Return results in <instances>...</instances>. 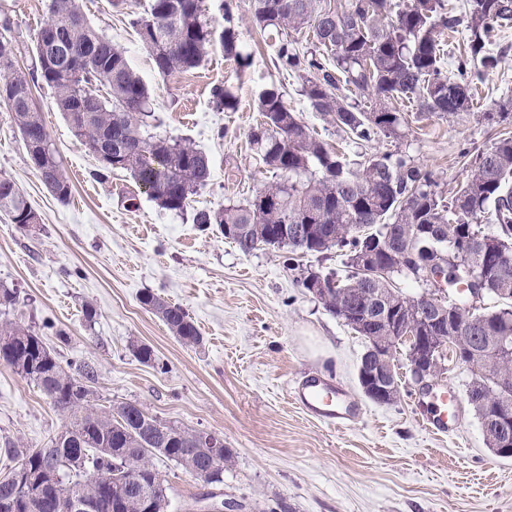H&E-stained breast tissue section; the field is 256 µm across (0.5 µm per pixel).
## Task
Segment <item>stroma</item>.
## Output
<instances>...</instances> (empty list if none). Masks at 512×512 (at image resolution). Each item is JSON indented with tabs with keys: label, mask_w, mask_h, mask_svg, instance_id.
I'll return each mask as SVG.
<instances>
[{
	"label": "stroma",
	"mask_w": 512,
	"mask_h": 512,
	"mask_svg": "<svg viewBox=\"0 0 512 512\" xmlns=\"http://www.w3.org/2000/svg\"><path fill=\"white\" fill-rule=\"evenodd\" d=\"M88 21L121 47L149 89L151 133L187 139L211 159V177L183 212L159 208L129 173L94 180L98 162L74 137L50 87L32 95L70 178L71 196L58 201L38 178L5 104L0 103V176L13 180L41 218L23 231L0 217V287L20 301L10 320L29 327L63 360L93 363L92 404L134 402L163 421L205 430L233 452L224 482L209 486L165 458L153 465L170 489L171 512H196L202 494L233 503V512H512V459L496 457L469 402L461 424L436 437L416 423L419 384L399 369L400 393L377 404L362 393L357 370L366 349L323 303L302 288L305 270L339 268V251L291 263L286 250L242 253L217 225L201 228L200 210L243 201L272 175L247 140L260 120L259 93L283 84L300 118L347 158L392 152L430 169L443 195L461 183L469 164L462 150L488 147L498 132L512 133V117L491 126L487 112L512 104V28L496 32L501 57L481 86L474 109L445 118L408 110L397 136L358 146L327 117L309 110L301 80L281 74L275 54L260 43L247 0H233L250 67L238 69L222 49L202 64L170 77L153 66L133 27L149 0H79ZM47 0H0L8 19L16 66L31 72L34 46L48 18ZM228 86L233 112L217 111L210 91ZM154 292L180 305L203 342L183 345L140 296ZM97 315L86 321L83 309ZM149 345L153 364L134 346ZM331 376L358 413L343 430L313 419L292 403L289 386L305 373ZM63 416L10 366L0 364V477L12 467L7 443L44 445L60 432Z\"/></svg>",
	"instance_id": "stroma-1"
}]
</instances>
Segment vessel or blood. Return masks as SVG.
Returning <instances> with one entry per match:
<instances>
[{"mask_svg":"<svg viewBox=\"0 0 512 512\" xmlns=\"http://www.w3.org/2000/svg\"><path fill=\"white\" fill-rule=\"evenodd\" d=\"M294 404L318 421L334 428H347L356 412L345 390L321 376L298 381L289 389ZM428 411L419 421L426 431L444 436L460 425L461 394L447 384L426 391Z\"/></svg>","mask_w":512,"mask_h":512,"instance_id":"1","label":"vessel or blood"}]
</instances>
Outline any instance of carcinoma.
<instances>
[{
	"label": "carcinoma",
	"instance_id": "obj_1",
	"mask_svg": "<svg viewBox=\"0 0 512 512\" xmlns=\"http://www.w3.org/2000/svg\"><path fill=\"white\" fill-rule=\"evenodd\" d=\"M203 0H150L145 14L133 21L157 71L169 76L201 64L215 46L239 69L252 64L239 49L240 32L230 5L224 6L220 31L205 18ZM251 22L275 48L277 66L302 79L301 95L309 108L329 117L353 142H370L397 134L404 117L392 104L415 103L418 111L443 118L474 107L484 74L497 68L499 56L489 48L496 28L512 26V0H467L459 13L445 0H249ZM47 29H40L35 65L27 75L15 66V47L0 34V103L10 109L30 161L45 187L63 203L70 181L32 97L42 81L55 90L56 105L73 135L98 157L99 179L125 170L160 208L181 212L210 176V158L193 143L145 133L149 91L131 69L125 52L87 20L77 0H49ZM464 27L469 31L456 73L443 72L441 36ZM311 39L302 50L297 35ZM63 43L70 61L51 52ZM109 86V96L98 84ZM371 96L378 108L367 112L351 92ZM212 103L222 111L237 108L226 87L211 89ZM262 122L252 128V150L275 181L263 185L243 203L216 211L201 210L194 221L219 225L224 238L248 254L260 245L286 248L292 254L343 252L344 274L319 272L300 279L302 287L323 281L333 289L323 300L336 318L364 337L366 350L408 334L437 337L448 330L417 315L401 314L388 327L368 323L362 312L409 306L413 296L394 285L404 276L428 285L420 264L429 260L426 242L412 236L411 224L443 227L447 251L458 265L448 269L440 289L447 304L465 319L471 349L461 362L472 379L467 398L480 421L486 445L502 458L512 457V136L504 134L477 152L465 179L450 198L436 191L433 173L411 159L375 154L352 167L345 155L317 138L301 121L275 85L258 96ZM0 214L14 224H38L40 216L11 179L0 176ZM490 216L495 232L482 233ZM283 224L302 227L300 238L282 240ZM483 277L488 298L505 301L493 307H471L473 275ZM141 305L161 318L186 346L202 336L179 305L147 292ZM505 342L508 351L494 359L475 357L474 350ZM0 363L33 383L64 417L62 430L43 448H9L11 459L24 464L0 479V502L15 503L16 512H51L57 503L88 499L96 512H140L142 497L155 512H167L168 487L152 459L164 457L208 485L224 483V466L233 453L210 449L192 439V431L160 421L137 405L90 404L94 364H63L30 328L0 322ZM96 471L104 481L88 479Z\"/></svg>",
	"mask_w": 512,
	"mask_h": 512
}]
</instances>
